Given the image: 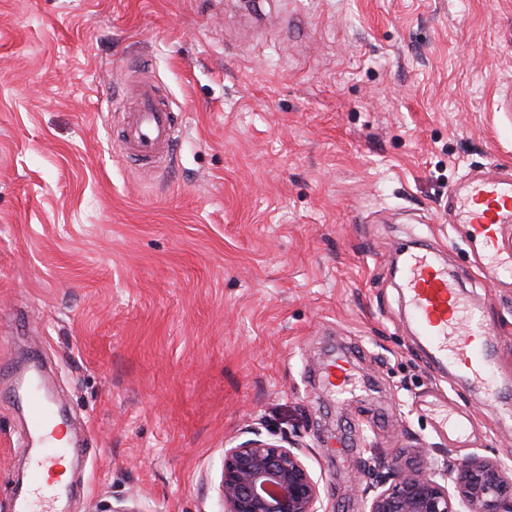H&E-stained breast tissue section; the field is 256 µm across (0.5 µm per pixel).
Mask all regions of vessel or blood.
I'll list each match as a JSON object with an SVG mask.
<instances>
[{
	"instance_id": "obj_1",
	"label": "vessel or blood",
	"mask_w": 512,
	"mask_h": 512,
	"mask_svg": "<svg viewBox=\"0 0 512 512\" xmlns=\"http://www.w3.org/2000/svg\"><path fill=\"white\" fill-rule=\"evenodd\" d=\"M128 97L132 107L114 135L115 143L136 161L166 170L180 133L171 106L146 80L133 81ZM448 221L467 225L479 257L512 276V241L503 235L504 225L512 223L511 169L472 173L460 185L449 187ZM401 286L417 332L435 357L458 367L473 382L484 386L489 398H496L497 391L487 376L492 362V333L462 293L459 272L448 270L427 252L418 250L404 261ZM16 394L29 400L31 427L41 437L42 448L32 462L34 479L28 494L13 498L10 510L45 512V505L67 484L60 463L74 450L60 444L53 431L44 427L50 403L39 392L37 377H28Z\"/></svg>"
}]
</instances>
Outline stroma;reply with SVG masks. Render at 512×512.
I'll return each mask as SVG.
<instances>
[{"label":"stroma","mask_w":512,"mask_h":512,"mask_svg":"<svg viewBox=\"0 0 512 512\" xmlns=\"http://www.w3.org/2000/svg\"><path fill=\"white\" fill-rule=\"evenodd\" d=\"M134 65L181 125L161 182L113 143ZM510 86L512 0H0V512L28 357L91 442L65 512H218L256 429L299 434L325 512L416 447L512 477V414L431 362L396 268L420 240L462 273L512 405V279L448 221L512 167Z\"/></svg>","instance_id":"1"}]
</instances>
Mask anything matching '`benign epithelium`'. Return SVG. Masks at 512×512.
Wrapping results in <instances>:
<instances>
[{
	"instance_id": "1",
	"label": "benign epithelium",
	"mask_w": 512,
	"mask_h": 512,
	"mask_svg": "<svg viewBox=\"0 0 512 512\" xmlns=\"http://www.w3.org/2000/svg\"><path fill=\"white\" fill-rule=\"evenodd\" d=\"M357 484L368 512H512V479L483 457L445 458L440 468L415 474L366 460ZM220 498L221 512H324L320 484L291 435L256 431L224 449Z\"/></svg>"
}]
</instances>
